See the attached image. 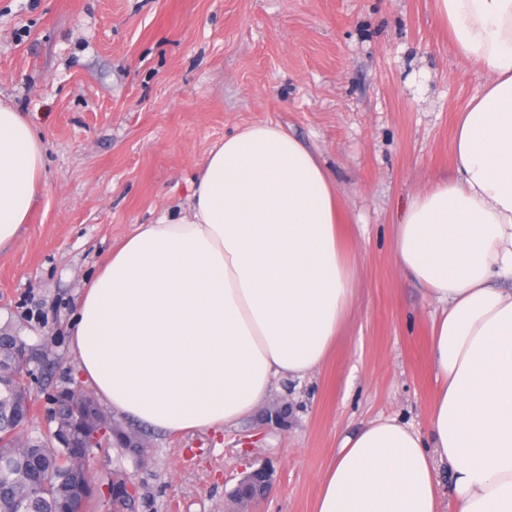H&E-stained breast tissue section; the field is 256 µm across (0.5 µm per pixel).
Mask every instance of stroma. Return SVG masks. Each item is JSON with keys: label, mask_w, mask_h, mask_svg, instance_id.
I'll use <instances>...</instances> for the list:
<instances>
[{"label": "stroma", "mask_w": 512, "mask_h": 512, "mask_svg": "<svg viewBox=\"0 0 512 512\" xmlns=\"http://www.w3.org/2000/svg\"><path fill=\"white\" fill-rule=\"evenodd\" d=\"M486 80L456 58L434 0H0V102L45 142L29 221L0 254V326L47 345L29 431H46L50 394L83 385L74 306L112 251L187 208L224 137L274 122L336 183L359 264L352 317L318 373L274 392L286 427L172 432L126 417L145 450L97 449L95 481L127 478L136 512H315L360 422L427 432L432 307L400 273L391 231L450 176L457 115ZM261 463L276 490L241 507L228 492Z\"/></svg>", "instance_id": "1"}]
</instances>
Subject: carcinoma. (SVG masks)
<instances>
[{
    "instance_id": "1",
    "label": "carcinoma",
    "mask_w": 512,
    "mask_h": 512,
    "mask_svg": "<svg viewBox=\"0 0 512 512\" xmlns=\"http://www.w3.org/2000/svg\"><path fill=\"white\" fill-rule=\"evenodd\" d=\"M25 342L17 325L0 326V512H102L100 492L89 468L93 448L79 439L99 426L100 409L92 399H80L72 407L60 403L58 428L72 434V447L60 445L54 431L17 441L19 419L15 411H32L28 392V368L14 358V349Z\"/></svg>"
}]
</instances>
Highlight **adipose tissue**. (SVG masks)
I'll use <instances>...</instances> for the list:
<instances>
[{
  "instance_id": "adipose-tissue-1",
  "label": "adipose tissue",
  "mask_w": 512,
  "mask_h": 512,
  "mask_svg": "<svg viewBox=\"0 0 512 512\" xmlns=\"http://www.w3.org/2000/svg\"><path fill=\"white\" fill-rule=\"evenodd\" d=\"M434 3L488 80L459 114L451 177L393 230L400 270L434 307L430 426L364 421L321 474L316 512H512V0ZM44 168L40 134L0 105V253ZM342 224L331 175L281 126L226 136L187 214L140 225L80 297L82 377L159 429L236 425L280 381L317 373L346 326L359 267Z\"/></svg>"
}]
</instances>
